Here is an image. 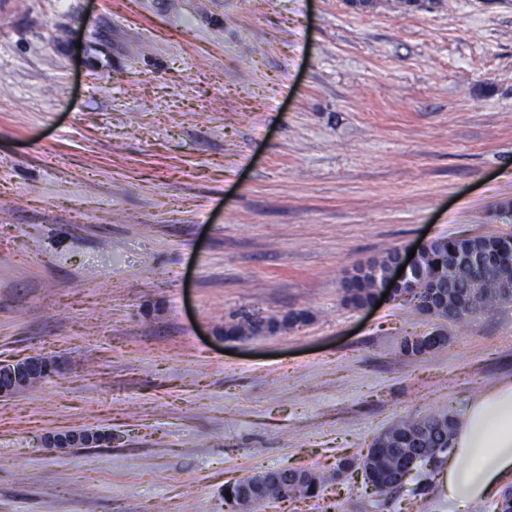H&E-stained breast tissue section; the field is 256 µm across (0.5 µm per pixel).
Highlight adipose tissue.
I'll list each match as a JSON object with an SVG mask.
<instances>
[{"instance_id":"obj_1","label":"adipose tissue","mask_w":512,"mask_h":512,"mask_svg":"<svg viewBox=\"0 0 512 512\" xmlns=\"http://www.w3.org/2000/svg\"><path fill=\"white\" fill-rule=\"evenodd\" d=\"M435 477L448 512H468L512 479V378L473 398L455 420Z\"/></svg>"}]
</instances>
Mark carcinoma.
<instances>
[{
    "mask_svg": "<svg viewBox=\"0 0 512 512\" xmlns=\"http://www.w3.org/2000/svg\"><path fill=\"white\" fill-rule=\"evenodd\" d=\"M469 239H449L434 242L426 257V266L430 275L437 278L436 293L447 298V305L440 317L450 322H466L481 311L489 310L502 303L505 289L499 287L504 273L489 269L483 272V288L471 302L469 308H460L456 302L470 292L471 275L466 267L448 261L452 250H468ZM375 285L368 279L360 280L353 288L342 289V301L357 307L374 298ZM454 419L449 414H434L422 418L405 416L395 421L386 431L385 438L377 437L376 446L367 449L353 460L341 462L337 468L344 475L351 467L365 469L364 485H373L378 496H390L399 491L394 483L393 473L385 468L371 464L372 456L379 451L387 457H405L414 462V468L427 467L429 459L424 454L432 448H447L450 444Z\"/></svg>",
    "mask_w": 512,
    "mask_h": 512,
    "instance_id": "cac0c4a2",
    "label": "carcinoma"
}]
</instances>
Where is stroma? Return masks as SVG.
Wrapping results in <instances>:
<instances>
[{"label": "stroma", "mask_w": 512, "mask_h": 512, "mask_svg": "<svg viewBox=\"0 0 512 512\" xmlns=\"http://www.w3.org/2000/svg\"><path fill=\"white\" fill-rule=\"evenodd\" d=\"M512 233V0H0V512H437L337 479L393 419L512 377V301L464 323L341 301L346 269ZM304 323L225 339L241 312ZM443 329L422 356L405 337ZM111 441L58 453L45 436ZM48 360H53L56 363ZM46 365L51 369L61 368V362L43 356H33L15 364L1 365L0 395H14L36 386L43 380ZM279 481L278 470L264 471L248 476L239 481V493L235 499L232 500L233 512H257L262 504L267 503L270 499L267 497V492L271 485ZM236 486H229L227 491H230L231 497L237 493ZM225 492V498L227 495ZM227 499V498H226Z\"/></svg>", "instance_id": "obj_1"}]
</instances>
